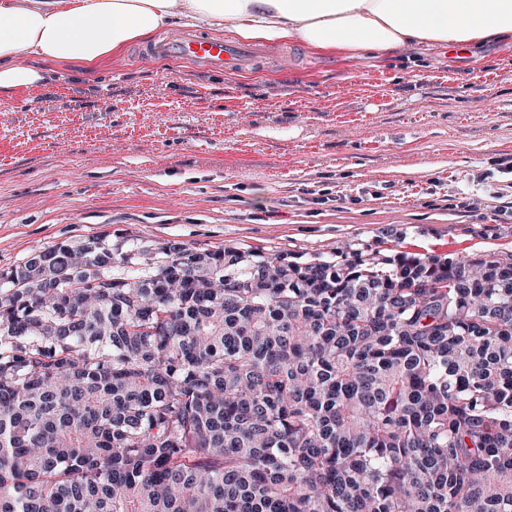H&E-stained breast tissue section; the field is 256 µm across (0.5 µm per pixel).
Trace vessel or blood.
<instances>
[{"mask_svg": "<svg viewBox=\"0 0 512 512\" xmlns=\"http://www.w3.org/2000/svg\"><path fill=\"white\" fill-rule=\"evenodd\" d=\"M264 55V48L257 44L224 43L188 30L166 37L142 53L146 59H188L197 68L236 74L255 69Z\"/></svg>", "mask_w": 512, "mask_h": 512, "instance_id": "vessel-or-blood-1", "label": "vessel or blood"}]
</instances>
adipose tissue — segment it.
<instances>
[{"mask_svg": "<svg viewBox=\"0 0 512 512\" xmlns=\"http://www.w3.org/2000/svg\"><path fill=\"white\" fill-rule=\"evenodd\" d=\"M188 22L244 40L385 59L512 41V0H0V96L47 85Z\"/></svg>", "mask_w": 512, "mask_h": 512, "instance_id": "ef3b65f1", "label": "adipose tissue"}]
</instances>
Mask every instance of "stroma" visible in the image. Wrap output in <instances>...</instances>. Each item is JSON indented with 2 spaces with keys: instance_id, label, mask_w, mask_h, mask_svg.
<instances>
[{
  "instance_id": "stroma-1",
  "label": "stroma",
  "mask_w": 512,
  "mask_h": 512,
  "mask_svg": "<svg viewBox=\"0 0 512 512\" xmlns=\"http://www.w3.org/2000/svg\"><path fill=\"white\" fill-rule=\"evenodd\" d=\"M268 49L237 75L135 45L8 99L0 271L89 238L297 262L512 254V43Z\"/></svg>"
}]
</instances>
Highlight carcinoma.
<instances>
[{"mask_svg":"<svg viewBox=\"0 0 512 512\" xmlns=\"http://www.w3.org/2000/svg\"><path fill=\"white\" fill-rule=\"evenodd\" d=\"M145 253L0 273V512H512V254Z\"/></svg>","mask_w":512,"mask_h":512,"instance_id":"obj_1","label":"carcinoma"}]
</instances>
